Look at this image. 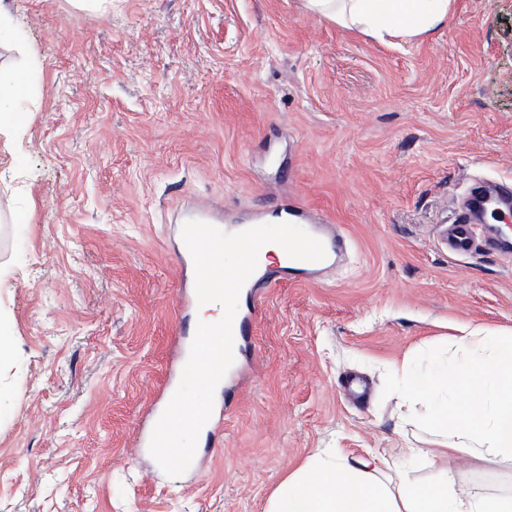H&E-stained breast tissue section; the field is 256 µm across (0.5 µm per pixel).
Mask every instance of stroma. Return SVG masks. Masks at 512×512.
<instances>
[{
    "label": "stroma",
    "instance_id": "35a3bbf8",
    "mask_svg": "<svg viewBox=\"0 0 512 512\" xmlns=\"http://www.w3.org/2000/svg\"><path fill=\"white\" fill-rule=\"evenodd\" d=\"M1 1L33 53L0 47V67L40 79L0 135V512H266L316 450L424 445L394 363L424 374L460 329L512 330V263L435 233L472 188L512 184V0H454L392 43L301 0ZM298 200L350 249L268 293L219 436L169 477L140 426L198 319L176 218L214 202L239 227ZM458 465L512 492V462Z\"/></svg>",
    "mask_w": 512,
    "mask_h": 512
}]
</instances>
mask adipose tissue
<instances>
[{
  "instance_id": "obj_1",
  "label": "adipose tissue",
  "mask_w": 512,
  "mask_h": 512,
  "mask_svg": "<svg viewBox=\"0 0 512 512\" xmlns=\"http://www.w3.org/2000/svg\"><path fill=\"white\" fill-rule=\"evenodd\" d=\"M336 24L378 38L410 40L442 25L452 0H302ZM30 92L27 71L0 84V133L21 124L18 101ZM464 359L417 380L408 364L396 398L433 440L409 448L431 464L466 451L475 460L512 461V331L474 328L457 337ZM267 512H512V494L464 485L457 469L439 467L426 484L385 455L370 451L348 462L334 448L307 457L278 485Z\"/></svg>"
}]
</instances>
